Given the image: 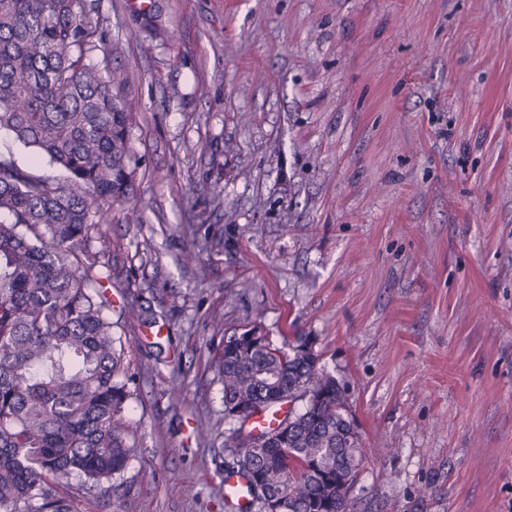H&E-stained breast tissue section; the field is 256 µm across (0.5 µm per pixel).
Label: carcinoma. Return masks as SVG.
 I'll return each instance as SVG.
<instances>
[{
  "label": "carcinoma",
  "instance_id": "carcinoma-1",
  "mask_svg": "<svg viewBox=\"0 0 512 512\" xmlns=\"http://www.w3.org/2000/svg\"><path fill=\"white\" fill-rule=\"evenodd\" d=\"M89 14L88 0H0V130L64 171L48 180L0 155V512H74L59 492L71 478L79 494L109 499L137 452L114 335L127 310L112 320L89 246L110 207L131 201L136 113L85 63ZM217 366L235 437L268 444L237 449L234 462L248 494L268 491L260 512H350L368 449L314 341L284 349L244 328ZM260 412L272 423L246 426Z\"/></svg>",
  "mask_w": 512,
  "mask_h": 512
}]
</instances>
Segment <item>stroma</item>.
I'll use <instances>...</instances> for the list:
<instances>
[{
	"instance_id": "stroma-1",
	"label": "stroma",
	"mask_w": 512,
	"mask_h": 512,
	"mask_svg": "<svg viewBox=\"0 0 512 512\" xmlns=\"http://www.w3.org/2000/svg\"><path fill=\"white\" fill-rule=\"evenodd\" d=\"M133 204L90 247L134 378L130 491L229 512L214 361L315 341L371 457L354 512H512V0H93ZM199 250L204 270L183 263Z\"/></svg>"
}]
</instances>
